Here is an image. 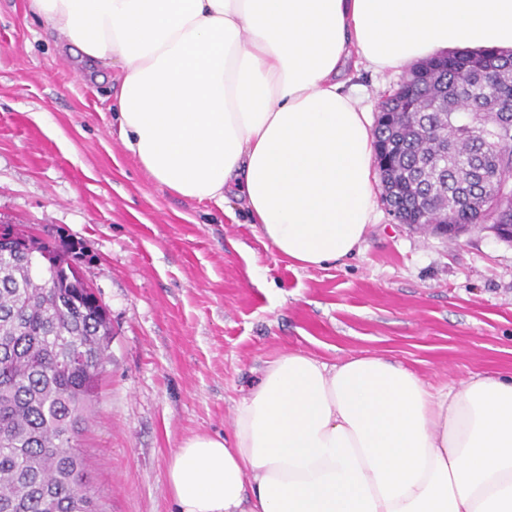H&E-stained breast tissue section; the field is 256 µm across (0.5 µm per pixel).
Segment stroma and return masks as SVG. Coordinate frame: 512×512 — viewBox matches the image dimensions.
<instances>
[{"label": "stroma", "instance_id": "obj_1", "mask_svg": "<svg viewBox=\"0 0 512 512\" xmlns=\"http://www.w3.org/2000/svg\"><path fill=\"white\" fill-rule=\"evenodd\" d=\"M406 69L351 71L371 115ZM99 80L28 0H0V224L83 247L112 345L81 441L99 512H175L168 465L196 433L226 436L267 363L370 353L431 387L512 374V246L452 243L377 203L359 250L303 270L244 203L160 186L122 146Z\"/></svg>", "mask_w": 512, "mask_h": 512}]
</instances>
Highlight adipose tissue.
<instances>
[{"instance_id": "1", "label": "adipose tissue", "mask_w": 512, "mask_h": 512, "mask_svg": "<svg viewBox=\"0 0 512 512\" xmlns=\"http://www.w3.org/2000/svg\"><path fill=\"white\" fill-rule=\"evenodd\" d=\"M116 70L119 139L172 193L244 201L303 269L352 255L376 196L374 137L341 74L512 49V0H29ZM176 512H512V376L431 390L404 364L269 363L231 439L172 458Z\"/></svg>"}]
</instances>
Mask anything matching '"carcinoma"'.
<instances>
[{
  "label": "carcinoma",
  "instance_id": "obj_1",
  "mask_svg": "<svg viewBox=\"0 0 512 512\" xmlns=\"http://www.w3.org/2000/svg\"><path fill=\"white\" fill-rule=\"evenodd\" d=\"M375 154L401 224H512V51L456 50L412 67L383 102ZM496 112L497 142L478 111ZM0 248V512H95L79 436L112 327L71 268Z\"/></svg>",
  "mask_w": 512,
  "mask_h": 512
}]
</instances>
